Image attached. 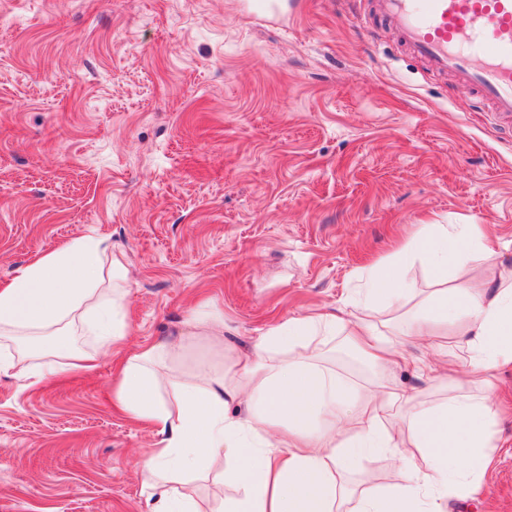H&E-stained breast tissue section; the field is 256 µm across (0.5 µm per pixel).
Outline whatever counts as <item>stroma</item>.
Masks as SVG:
<instances>
[{
	"label": "stroma",
	"instance_id": "stroma-1",
	"mask_svg": "<svg viewBox=\"0 0 512 512\" xmlns=\"http://www.w3.org/2000/svg\"><path fill=\"white\" fill-rule=\"evenodd\" d=\"M364 0H291L274 20L242 0H0V284L44 253L103 237L128 269L131 334L93 371L30 385L0 372V512H141L139 458L158 440L112 402L127 351L184 342L176 367L216 368L291 316L356 310L366 272L421 224H478L512 267V124L427 72ZM388 333L436 287L404 270ZM224 313L223 345L192 307ZM410 360L384 378L444 397L417 361L463 336H398ZM321 366L376 371L346 328L314 339ZM484 493L448 512H512V369L495 389ZM342 481L402 484L386 454Z\"/></svg>",
	"mask_w": 512,
	"mask_h": 512
}]
</instances>
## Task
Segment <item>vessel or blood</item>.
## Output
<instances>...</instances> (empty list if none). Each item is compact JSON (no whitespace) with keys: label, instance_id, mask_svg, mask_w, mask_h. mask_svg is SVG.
<instances>
[{"label":"vessel or blood","instance_id":"vessel-or-blood-1","mask_svg":"<svg viewBox=\"0 0 512 512\" xmlns=\"http://www.w3.org/2000/svg\"><path fill=\"white\" fill-rule=\"evenodd\" d=\"M372 12L432 72L512 120V0H371Z\"/></svg>","mask_w":512,"mask_h":512}]
</instances>
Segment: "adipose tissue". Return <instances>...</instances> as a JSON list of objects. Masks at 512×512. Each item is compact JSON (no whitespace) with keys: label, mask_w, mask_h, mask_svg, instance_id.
I'll return each mask as SVG.
<instances>
[{"label":"adipose tissue","mask_w":512,"mask_h":512,"mask_svg":"<svg viewBox=\"0 0 512 512\" xmlns=\"http://www.w3.org/2000/svg\"><path fill=\"white\" fill-rule=\"evenodd\" d=\"M475 251L494 258L478 225L423 224L394 262L372 269L364 284L366 306L400 303L402 270L418 257L441 283L428 311L400 330L469 337L448 395L437 403L382 385L349 405L347 382L303 352L311 338L345 325L355 350L386 370L396 351L365 310L347 321L333 313L285 320L252 352L236 354L228 371L201 362L175 383L167 363L181 355L182 344H153L127 357L113 399L159 435L140 462L143 512H339L347 496L343 471L376 451L390 453L409 478L397 488L361 490L352 512H447L450 497L471 496L490 460L488 390L499 368L512 364V268L491 280L469 274L467 257ZM452 268L460 276L450 288ZM129 294L123 259L104 238L84 237L40 256L0 287V372L41 381L46 368L34 363L29 339L77 324L97 337L98 351L114 349L129 334ZM165 384L173 390L171 409L157 398ZM344 420L354 435L339 431ZM219 456L233 494L210 508L174 476L202 473Z\"/></svg>","instance_id":"obj_1"}]
</instances>
